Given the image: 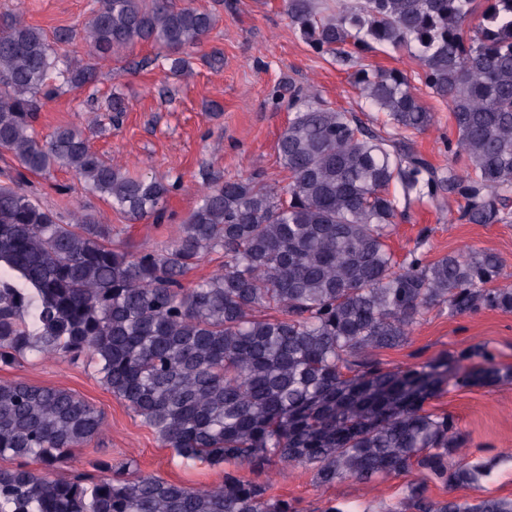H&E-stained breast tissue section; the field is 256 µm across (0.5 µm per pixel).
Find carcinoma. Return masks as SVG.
<instances>
[{
  "label": "carcinoma",
  "mask_w": 512,
  "mask_h": 512,
  "mask_svg": "<svg viewBox=\"0 0 512 512\" xmlns=\"http://www.w3.org/2000/svg\"><path fill=\"white\" fill-rule=\"evenodd\" d=\"M288 25L317 54L353 68L361 96L392 131H375L289 88L292 117L276 151L288 173L278 188L259 175L213 178L171 246L135 252L112 245L92 213L65 221L25 189L26 174L74 172L133 222L162 220L180 178L131 176L104 160L74 126L43 140V102L92 86L97 60L137 43L160 50L169 70L188 67L215 14L172 0H97L83 28L88 59L71 64L52 36L15 14L0 24V365L28 354L85 357L100 382L183 460L263 469L310 466L316 480L371 482L413 475L403 508L415 512H512V500L435 501L428 483L478 484L494 465L460 458L457 418L427 408L448 387L512 383L484 343L391 368L376 352L406 344L435 307L453 315L512 312V287L491 252L400 261L387 240L399 204L446 191L464 201L457 220L512 221V0H283ZM379 45L407 52L422 82L446 99L456 129L453 163L431 164L406 133L434 114L399 69H369ZM461 165H456V162ZM212 253L224 264L187 276ZM104 416L72 391L0 381V512H297L268 487L224 472L193 489L157 475L51 479L102 434Z\"/></svg>",
  "instance_id": "cac0c4a2"
}]
</instances>
